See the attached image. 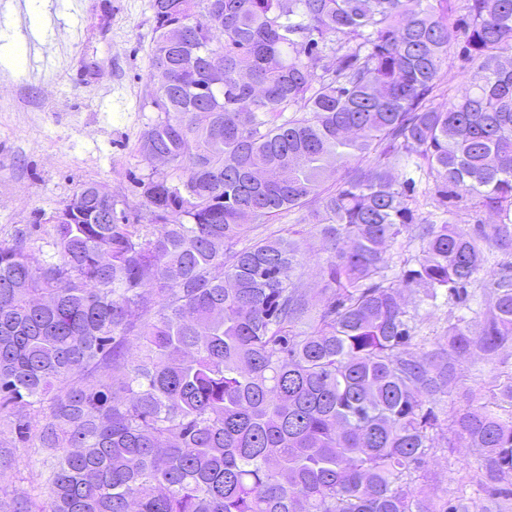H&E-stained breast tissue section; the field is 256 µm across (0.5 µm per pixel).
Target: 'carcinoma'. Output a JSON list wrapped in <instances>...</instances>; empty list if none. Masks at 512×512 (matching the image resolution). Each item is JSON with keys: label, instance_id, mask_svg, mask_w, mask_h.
I'll return each mask as SVG.
<instances>
[{"label": "carcinoma", "instance_id": "cac0c4a2", "mask_svg": "<svg viewBox=\"0 0 512 512\" xmlns=\"http://www.w3.org/2000/svg\"><path fill=\"white\" fill-rule=\"evenodd\" d=\"M151 8L164 117L139 151L181 175L142 183L144 224L84 185L50 261L36 224L0 244V423L38 456L37 512H469L414 489L444 429L483 450L508 512L512 371L440 411L458 359L512 346V264L484 267L512 253V0ZM460 36L477 68L442 109ZM463 193L497 222H448ZM295 210L322 244L317 297L293 278L297 232L238 247ZM418 284L426 308L490 290L481 332L460 319L408 357Z\"/></svg>", "mask_w": 512, "mask_h": 512}]
</instances>
